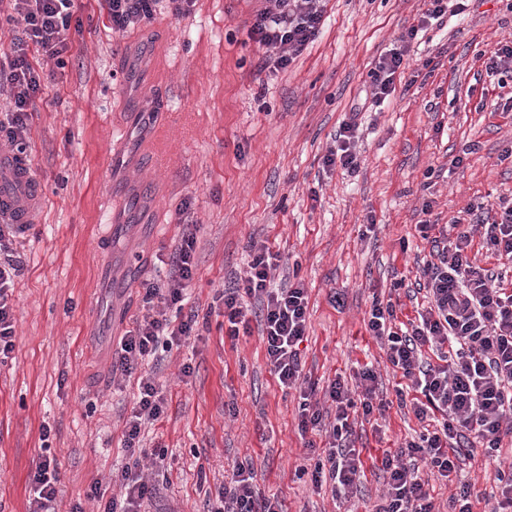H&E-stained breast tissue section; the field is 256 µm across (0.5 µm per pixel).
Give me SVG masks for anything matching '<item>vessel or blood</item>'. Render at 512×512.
<instances>
[{
	"mask_svg": "<svg viewBox=\"0 0 512 512\" xmlns=\"http://www.w3.org/2000/svg\"><path fill=\"white\" fill-rule=\"evenodd\" d=\"M40 193L27 157L0 149V217L13 224L32 223L33 211L26 199Z\"/></svg>",
	"mask_w": 512,
	"mask_h": 512,
	"instance_id": "vessel-or-blood-1",
	"label": "vessel or blood"
}]
</instances>
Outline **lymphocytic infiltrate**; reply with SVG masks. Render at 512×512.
<instances>
[{"label": "lymphocytic infiltrate", "mask_w": 512, "mask_h": 512, "mask_svg": "<svg viewBox=\"0 0 512 512\" xmlns=\"http://www.w3.org/2000/svg\"><path fill=\"white\" fill-rule=\"evenodd\" d=\"M164 0H97L113 32L123 34L149 23ZM76 0H0V20L18 26L13 55L0 65V85L9 88V106L0 119L5 144L18 151L29 147L30 118L35 102L51 75L43 59L64 66L71 49L69 33ZM327 0H263L247 30L267 55L261 66L285 69L318 37ZM466 0H428V7L401 35V44L389 49L369 71L371 103H384L395 81L409 66L410 43L431 21L447 13L466 11ZM358 113H348L326 150L327 168L355 172ZM15 225L0 224V364L15 347L13 310L9 292L22 271L14 256ZM422 239L432 244L433 259L421 276L429 305L415 318L401 322L393 302L373 297L365 327L380 343L387 363L399 371L404 386L395 390L399 407L410 408L426 428L396 449L365 462L351 436L352 418L385 409L376 394L377 374L364 366L356 387L335 376L326 387L301 377L299 346L307 338L308 290L302 282L273 287L280 256L267 243L250 247L248 271L241 284L224 289L217 310L225 333L238 338L250 320L260 326L266 354L282 390L298 394V429L305 448L316 451L317 436L328 449L311 472L314 486L331 483L334 499L350 500L374 466L387 476V488L370 512H436L427 488L429 476L449 480L459 468L464 449L484 448L488 462L497 466L500 499L491 512H512V463L501 462L504 438H512V287L505 272L512 270V205L492 215L489 205H468L451 224L418 226ZM197 225H187L168 260L165 282L143 283L146 313L120 336L112 352V372L137 376L138 367L159 350L171 349L191 336L199 324L196 311H185L186 290L196 274ZM494 255L499 272L475 265L469 253L474 243ZM138 394L124 421L123 446L128 461L115 481L120 487L103 512H141L144 500L155 498L157 485L141 464V433L157 421L166 400L150 376H137ZM231 477L216 487L208 512H281L276 498L259 494L249 461H235ZM60 471L57 464L37 466L30 488V512H55Z\"/></svg>", "instance_id": "f902f5d3"}]
</instances>
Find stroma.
I'll return each mask as SVG.
<instances>
[{
    "label": "stroma",
    "instance_id": "35a3bbf8",
    "mask_svg": "<svg viewBox=\"0 0 512 512\" xmlns=\"http://www.w3.org/2000/svg\"><path fill=\"white\" fill-rule=\"evenodd\" d=\"M43 94L30 129L42 186L37 223L17 236L23 272L12 290L15 348L0 364V512H29L31 478L45 459L61 471L57 512H103L90 498L126 464L124 419L136 379L112 381L119 334L145 313L140 293L188 224L199 227L189 304L209 321L145 365L166 398L146 427L144 463L159 482L142 512H207L206 492L228 465L249 459L257 489L285 512H366L384 489L367 470L348 504L315 488L300 468L313 459L298 430L297 397L283 391L258 330L232 339L211 315L214 299L244 277L252 243L281 255L274 285L309 293L305 376L327 385L373 364L384 389L397 379L364 322L373 296L414 316V291L430 246L423 220L450 223L470 203L512 200V79L485 69L512 41V0H472L421 33L410 66L382 109H363L373 62L426 0H328L315 42L287 69L258 71L264 47L246 23L259 0H196L190 14L158 10L147 26L113 33L96 0ZM361 107L356 172L323 157L346 113ZM126 123L123 150L113 129ZM170 165L150 167L151 145ZM116 228L105 236L103 213ZM343 307H334L333 293ZM190 375H182L183 365ZM419 427L390 405L358 421L357 448H396ZM495 467L472 451L454 482L434 481L440 512L472 485L486 512Z\"/></svg>",
    "mask_w": 512,
    "mask_h": 512
}]
</instances>
